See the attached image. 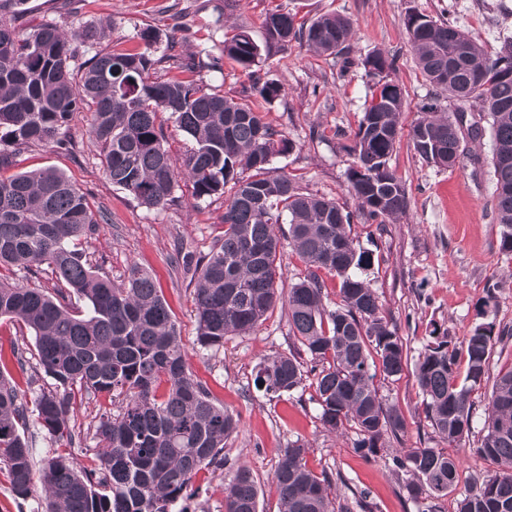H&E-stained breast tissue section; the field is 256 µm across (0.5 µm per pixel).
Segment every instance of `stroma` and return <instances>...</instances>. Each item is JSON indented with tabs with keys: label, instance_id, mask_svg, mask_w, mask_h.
<instances>
[{
	"label": "stroma",
	"instance_id": "obj_1",
	"mask_svg": "<svg viewBox=\"0 0 512 512\" xmlns=\"http://www.w3.org/2000/svg\"><path fill=\"white\" fill-rule=\"evenodd\" d=\"M279 4L305 23L326 13L347 16L354 23L351 44L356 53L379 50L396 60L390 77L404 91V107L400 139L389 165L406 185L409 207L380 229L354 223L350 236L357 250L370 255L364 276L408 348L400 376L380 374L375 379L384 402L396 406L405 419L399 448L406 452L443 447L458 460L457 481L438 501L441 512H456L458 500L475 480L496 470L475 452L492 384L484 382L471 394L472 434L448 447L426 417L414 365L432 326H440L457 342L483 322L512 327V255L499 249L501 227L491 208L494 184L489 175L473 174L462 162L450 169L428 164L413 149L410 127L434 89L415 62L404 20L411 13L454 19L494 52L504 38L512 37V0H21L17 5L5 0L0 13L23 33L43 22L66 32L109 25V37L97 44L104 51L136 48L142 31L157 30V55L194 57L197 78L235 95L249 79L224 55L227 29H246L263 47L264 13ZM259 67L264 79L283 91L275 101L257 96L253 102L265 121L293 143L290 152L272 159V168L296 176L303 191L355 208L348 193V173L355 165L349 147L371 98V80L363 67L342 73L340 59L295 41L285 49L263 47ZM88 119V113H76L66 133L67 145L32 148L18 156L11 171L56 169L94 205L109 210L110 223L78 242L77 250L116 284L133 263L154 275L180 327L189 369L217 403L239 415L240 431L224 448L226 465L195 477L185 502L188 512H224V491L241 464L249 466L258 481L260 512H279L272 475L283 449L296 440L305 443L314 472L341 471L342 481L332 482L330 488L337 502L364 490L373 512H417L386 454L364 460L354 448L353 432L338 436L325 431L310 384L281 397L255 388L258 364L293 345L287 304L278 303L254 330L227 337L223 348L199 347L190 268L224 234V199L195 200L183 183L174 203L159 210L146 208L104 175L100 148L86 133ZM32 343L20 323L0 318V361L22 391L28 388L27 377L12 363L11 348Z\"/></svg>",
	"mask_w": 512,
	"mask_h": 512
}]
</instances>
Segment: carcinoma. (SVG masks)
I'll return each instance as SVG.
<instances>
[{
	"instance_id": "carcinoma-1",
	"label": "carcinoma",
	"mask_w": 512,
	"mask_h": 512,
	"mask_svg": "<svg viewBox=\"0 0 512 512\" xmlns=\"http://www.w3.org/2000/svg\"><path fill=\"white\" fill-rule=\"evenodd\" d=\"M404 25L419 68L456 102L448 113L435 103L426 106L409 131L413 149L424 161L450 168L461 157L459 140L490 133L500 250L512 254V40L491 54L452 19L409 14ZM265 27L269 47L297 40L350 63L352 22L346 16L321 15L297 27L283 8L267 15ZM106 34L105 28L66 33L44 22L23 35L0 16V170L35 145L60 142L74 113L87 112L104 174L140 204L166 207L181 179L195 199L224 196V238L194 273L203 349L224 347L225 337L256 328L273 309L278 231L288 225V244L305 264L304 276L287 293L298 346L264 358L255 387L290 395L312 379L325 430L352 429L356 451L366 459L377 456L386 440L400 438L405 423L383 403L370 369L379 363L384 375L397 377L408 354L376 292L358 274L371 259L356 250L348 227L356 215L382 225L408 207L405 183L389 167L404 107L402 88L389 78L395 60L380 51L358 59L372 86L352 147L353 213L302 192L286 174H273L271 158L293 145L252 105L251 96L272 101L282 88L254 69L261 49L247 30L224 41V54L248 70L250 85L238 96L194 79L192 58L156 57L159 35L151 29L142 33L138 50L94 52L75 81L72 43L92 45ZM164 61L176 74L161 80L154 74ZM163 113L194 142L180 172L170 162ZM239 169L252 174L239 178ZM109 221L55 169L0 178V268L13 273L9 281L0 279V318L22 323L33 337L32 346L11 350L19 369L29 373L28 384L40 372L51 379L28 397L0 369V466L24 499L39 476L44 499L31 512H172L200 471L224 462V444L239 430V416L215 403L188 370L177 323L151 274L132 264L115 285L73 248ZM323 271L339 278L340 302L333 309L326 305ZM42 276L63 287L50 294L32 285ZM508 337L512 328L493 322L474 327L459 344L436 325L430 331L414 374L426 417L448 444L471 433V393L487 378L493 346ZM99 394L121 405L95 416L88 428L91 454L81 461L67 452L74 437L70 422L86 399ZM31 428L61 451L35 461L26 436ZM476 452L498 473L460 499L457 512H512V369L493 383ZM306 453L298 439L278 460L273 483L280 512H338L330 475L315 474ZM389 462L402 473V488L418 512H438L434 500L448 494L458 474L457 459L436 448H414ZM224 512H259V489L246 465L235 470Z\"/></svg>"
}]
</instances>
